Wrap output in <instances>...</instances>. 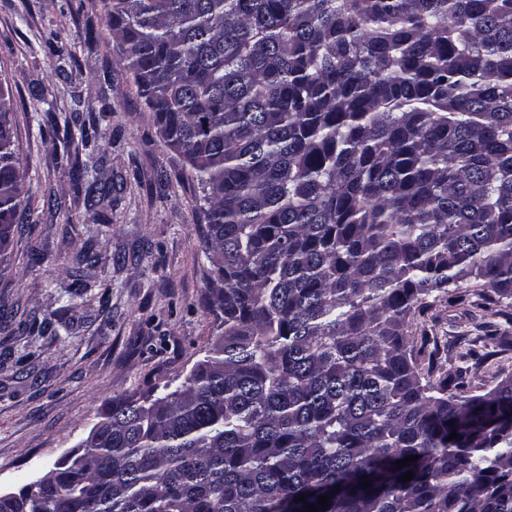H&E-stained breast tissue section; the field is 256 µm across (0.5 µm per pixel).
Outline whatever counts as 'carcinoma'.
Returning <instances> with one entry per match:
<instances>
[{
  "instance_id": "1",
  "label": "carcinoma",
  "mask_w": 512,
  "mask_h": 512,
  "mask_svg": "<svg viewBox=\"0 0 512 512\" xmlns=\"http://www.w3.org/2000/svg\"><path fill=\"white\" fill-rule=\"evenodd\" d=\"M102 5L203 192L219 334L0 512H512V376L436 380L412 333L512 300V0ZM25 212L0 93V256Z\"/></svg>"
}]
</instances>
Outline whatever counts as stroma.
<instances>
[{
	"mask_svg": "<svg viewBox=\"0 0 512 512\" xmlns=\"http://www.w3.org/2000/svg\"><path fill=\"white\" fill-rule=\"evenodd\" d=\"M65 43L75 60L51 47ZM0 90L14 102L15 144L35 213L0 262V492H15L78 450L116 396L163 395L189 377L217 333L199 247V189L159 136L124 69L101 0H0ZM54 107L58 128L39 126ZM99 112L96 177L109 199L88 205L56 158L87 156L64 122ZM60 197L53 207L50 195ZM87 261L77 262L78 253ZM433 333L455 377L484 317L439 297ZM478 371L512 375V323L497 321Z\"/></svg>",
	"mask_w": 512,
	"mask_h": 512,
	"instance_id": "obj_1",
	"label": "stroma"
}]
</instances>
